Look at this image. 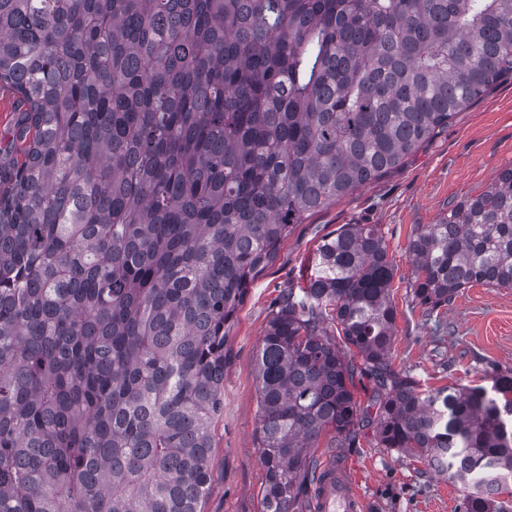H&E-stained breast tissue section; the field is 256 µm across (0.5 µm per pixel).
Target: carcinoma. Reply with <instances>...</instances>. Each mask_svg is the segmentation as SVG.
<instances>
[{"label":"carcinoma","mask_w":512,"mask_h":512,"mask_svg":"<svg viewBox=\"0 0 512 512\" xmlns=\"http://www.w3.org/2000/svg\"><path fill=\"white\" fill-rule=\"evenodd\" d=\"M512 77V0H0V512H201L228 333L292 227ZM427 314L512 288V167L410 240ZM257 351L262 512L374 423L512 512V369L426 392L390 358L375 224L322 237ZM371 383L376 419L358 416ZM22 109L15 95L0 90V162L6 156L21 158L22 142L16 140L14 133Z\"/></svg>","instance_id":"carcinoma-1"}]
</instances>
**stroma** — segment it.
Segmentation results:
<instances>
[{
    "label": "stroma",
    "mask_w": 512,
    "mask_h": 512,
    "mask_svg": "<svg viewBox=\"0 0 512 512\" xmlns=\"http://www.w3.org/2000/svg\"><path fill=\"white\" fill-rule=\"evenodd\" d=\"M21 111L17 97L0 90V159L21 154L15 138ZM509 166L512 79L490 87L399 167L294 225L276 260L250 284L228 331L231 364L224 376V410L212 427V483L202 512L262 510L256 353L283 291L306 280L318 241L341 225H378L388 243L397 310L395 369L410 371L434 389L485 385L491 368H512V289L476 284L428 315L413 297L409 260L417 225L435 223L449 203L480 194ZM313 454L349 470L370 512H460L457 487L425 472L417 458L379 447L372 427L359 428L354 447L332 451L321 445Z\"/></svg>",
    "instance_id": "1"
}]
</instances>
